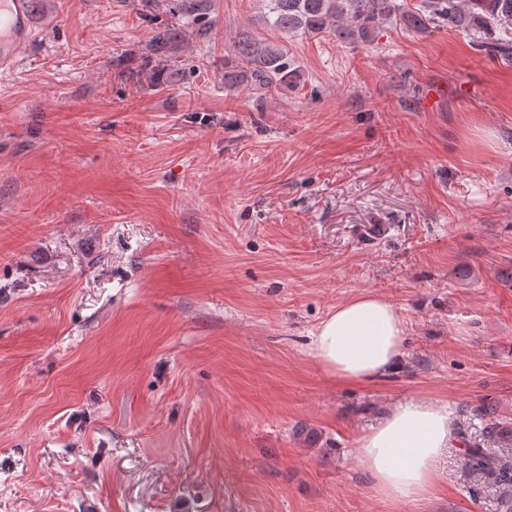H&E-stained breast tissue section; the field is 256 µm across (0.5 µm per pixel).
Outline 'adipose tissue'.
I'll return each instance as SVG.
<instances>
[{
    "mask_svg": "<svg viewBox=\"0 0 512 512\" xmlns=\"http://www.w3.org/2000/svg\"><path fill=\"white\" fill-rule=\"evenodd\" d=\"M405 336L406 322L396 307L365 293L338 304L312 333L309 347L327 373L370 385L395 370ZM454 434L446 404L409 399L359 438V459L381 496L394 503L418 502L433 491L437 463Z\"/></svg>",
    "mask_w": 512,
    "mask_h": 512,
    "instance_id": "adipose-tissue-1",
    "label": "adipose tissue"
}]
</instances>
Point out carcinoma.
I'll return each mask as SVG.
<instances>
[{"mask_svg":"<svg viewBox=\"0 0 512 512\" xmlns=\"http://www.w3.org/2000/svg\"><path fill=\"white\" fill-rule=\"evenodd\" d=\"M205 0H180V11L196 18L197 33L211 29ZM264 22L288 37L325 34L348 45L373 43L389 25L417 33H430L446 25L469 37L472 47L487 56L512 62V0H262ZM182 28L164 26L149 45L152 58L166 62L183 42ZM303 71L279 42L257 38L247 30L235 37L224 57V89L250 87L265 96L286 92L301 84ZM484 442L468 444L465 469L493 488L501 512H512V461L493 453L490 445L512 447V423L494 418L485 408Z\"/></svg>","mask_w":512,"mask_h":512,"instance_id":"cac0c4a2","label":"carcinoma"}]
</instances>
